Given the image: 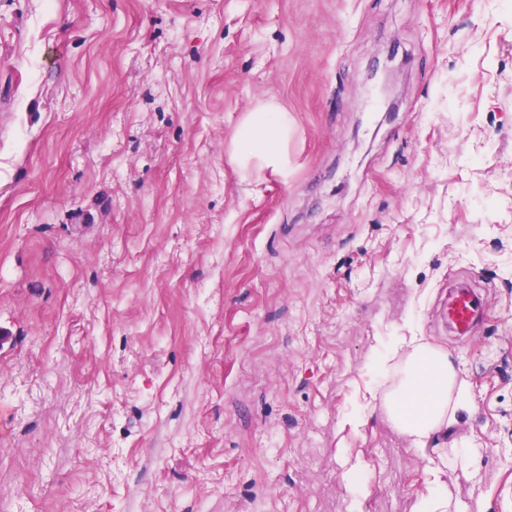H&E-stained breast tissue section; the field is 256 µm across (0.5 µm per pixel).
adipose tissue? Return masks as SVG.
Segmentation results:
<instances>
[{
	"instance_id": "1",
	"label": "adipose tissue",
	"mask_w": 512,
	"mask_h": 512,
	"mask_svg": "<svg viewBox=\"0 0 512 512\" xmlns=\"http://www.w3.org/2000/svg\"><path fill=\"white\" fill-rule=\"evenodd\" d=\"M291 117L276 99L259 102L243 116L228 148L230 164L241 174L288 168V134ZM402 364L396 385L381 396L393 427L405 435L417 455H425L438 436L448 433L458 412L469 409L470 390L460 381L448 355L424 337H402L388 354L376 357L377 368L391 361ZM471 453L454 449L448 467L432 471L434 494L416 504L415 512H450L443 475L446 469H469Z\"/></svg>"
}]
</instances>
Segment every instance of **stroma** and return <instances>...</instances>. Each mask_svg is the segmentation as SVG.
Returning <instances> with one entry per match:
<instances>
[{
    "instance_id": "35a3bbf8",
    "label": "stroma",
    "mask_w": 512,
    "mask_h": 512,
    "mask_svg": "<svg viewBox=\"0 0 512 512\" xmlns=\"http://www.w3.org/2000/svg\"><path fill=\"white\" fill-rule=\"evenodd\" d=\"M509 261L512 0H0V512H411L453 447L512 512ZM412 330L473 400L423 457L368 367ZM288 110L276 99L260 101L243 116L228 148L230 164L246 177L253 171L288 169ZM486 310L485 299L470 287L458 289L444 308V320L458 336H471L481 314Z\"/></svg>"
}]
</instances>
